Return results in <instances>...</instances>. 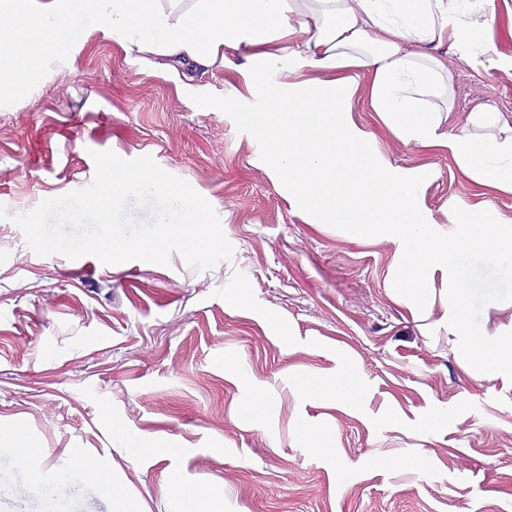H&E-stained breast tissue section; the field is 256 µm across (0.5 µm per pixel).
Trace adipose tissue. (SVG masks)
<instances>
[{"mask_svg":"<svg viewBox=\"0 0 512 512\" xmlns=\"http://www.w3.org/2000/svg\"><path fill=\"white\" fill-rule=\"evenodd\" d=\"M458 0H199L179 22L150 0H0V92L38 85L43 62L73 63L85 31L155 49L181 66L206 67L224 46L245 43L254 59L295 73L329 72L322 86L302 82L262 88L258 70L243 71L246 90L261 95L260 132L272 148L269 177L287 184L331 224L362 238L379 228L406 251L398 287L425 288L431 271L448 286L457 329L489 367L512 353V337L495 338L467 318L469 272L476 254H493L512 275V225L455 211L447 229L426 221L425 182L378 156L373 136L345 106L360 76L370 81V104L402 141L448 153L472 180L512 193V124L491 106L471 114L472 130H444L451 76L436 47H467L472 32L458 26ZM302 15L299 27L289 17ZM302 34L297 48L283 41ZM27 60L17 70V59Z\"/></svg>","mask_w":512,"mask_h":512,"instance_id":"obj_1","label":"adipose tissue"}]
</instances>
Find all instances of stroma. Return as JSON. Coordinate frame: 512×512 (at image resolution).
I'll return each mask as SVG.
<instances>
[{
    "instance_id": "1",
    "label": "stroma",
    "mask_w": 512,
    "mask_h": 512,
    "mask_svg": "<svg viewBox=\"0 0 512 512\" xmlns=\"http://www.w3.org/2000/svg\"><path fill=\"white\" fill-rule=\"evenodd\" d=\"M459 21L485 39L438 50L456 128L485 104L512 123V71L485 65L512 57V0H467ZM224 53L175 69L88 31L74 67L43 63L39 85L0 95V439L29 446L0 463V512H48L64 468L85 471L66 512H169L175 480L207 490L200 512H512V367L487 370L456 336L441 273L396 287L390 235L356 239L289 202L263 165L260 100L224 67L248 52ZM369 100L363 77L348 108L379 154L427 174L432 223L459 206L512 224V193L405 143ZM105 151L188 182L232 259L77 277L33 252L14 216L89 185ZM471 277L469 317L512 336V280L486 254Z\"/></svg>"
}]
</instances>
